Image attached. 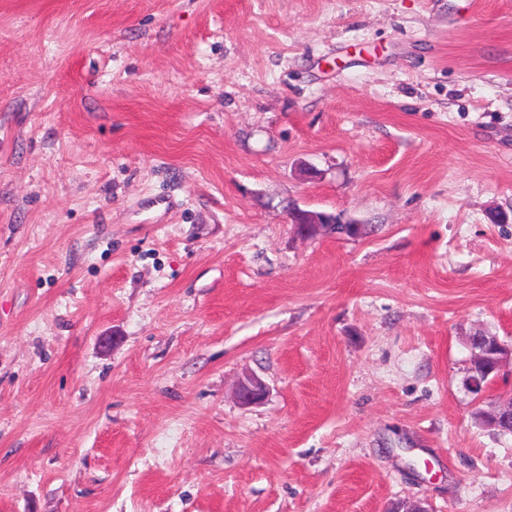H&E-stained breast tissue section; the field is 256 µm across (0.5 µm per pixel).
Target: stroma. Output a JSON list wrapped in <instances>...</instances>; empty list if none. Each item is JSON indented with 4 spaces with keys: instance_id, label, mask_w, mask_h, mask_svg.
<instances>
[{
    "instance_id": "stroma-1",
    "label": "stroma",
    "mask_w": 512,
    "mask_h": 512,
    "mask_svg": "<svg viewBox=\"0 0 512 512\" xmlns=\"http://www.w3.org/2000/svg\"><path fill=\"white\" fill-rule=\"evenodd\" d=\"M476 333L512 0H0V512H512Z\"/></svg>"
}]
</instances>
